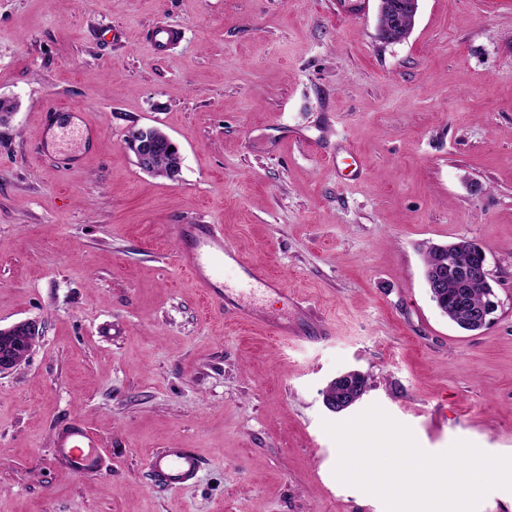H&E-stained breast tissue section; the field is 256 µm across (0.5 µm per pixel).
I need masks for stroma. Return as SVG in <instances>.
Here are the masks:
<instances>
[{
    "label": "stroma",
    "instance_id": "35a3bbf8",
    "mask_svg": "<svg viewBox=\"0 0 512 512\" xmlns=\"http://www.w3.org/2000/svg\"><path fill=\"white\" fill-rule=\"evenodd\" d=\"M179 29L158 51L155 27ZM336 0H0V327L42 334L0 376V512H385L333 475L322 421L373 404L437 454L512 455V0H419L410 36ZM84 112L81 168L43 155L44 113ZM165 132L172 179L141 170L130 126ZM212 224L283 294L225 292L224 315L175 256ZM468 238L499 308L467 332L431 300L424 257ZM283 318L328 336L285 341ZM367 391L336 413L328 384ZM77 420L100 469L71 473L53 433ZM203 468L154 485L149 456ZM364 378L365 376L363 375V373L357 370H351L336 377L326 389V406L334 412H340L341 410H346L352 405H354L366 393V389L361 387V382L364 380ZM336 382H344L345 386H350L354 389H358V394L360 395L359 399L356 402H350L348 398L349 393L347 389L345 393L340 394L338 399L336 400V391L339 389L338 386H336ZM332 388H334V393L333 395H330V390ZM202 467V461L191 448H160L149 463L153 481L165 488H182L192 483Z\"/></svg>",
    "mask_w": 512,
    "mask_h": 512
}]
</instances>
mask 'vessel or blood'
Here are the masks:
<instances>
[{
  "label": "vessel or blood",
  "instance_id": "obj_1",
  "mask_svg": "<svg viewBox=\"0 0 512 512\" xmlns=\"http://www.w3.org/2000/svg\"><path fill=\"white\" fill-rule=\"evenodd\" d=\"M55 113H47L41 132L43 152H69L74 162H81L83 142L92 139L93 129L87 124L73 126L72 132L80 146L66 150L63 133L56 130ZM180 249L177 258L200 282L212 303L223 300L224 269L231 266L242 269V286L265 283L259 269L247 266L242 257L224 245L223 235L208 224H180L176 227ZM102 446L100 439L80 423L72 422L59 427L54 436V451L77 474L93 472L99 465ZM202 467L197 453L190 448H161L156 450L149 463L153 481L165 488H182L192 483Z\"/></svg>",
  "mask_w": 512,
  "mask_h": 512
}]
</instances>
